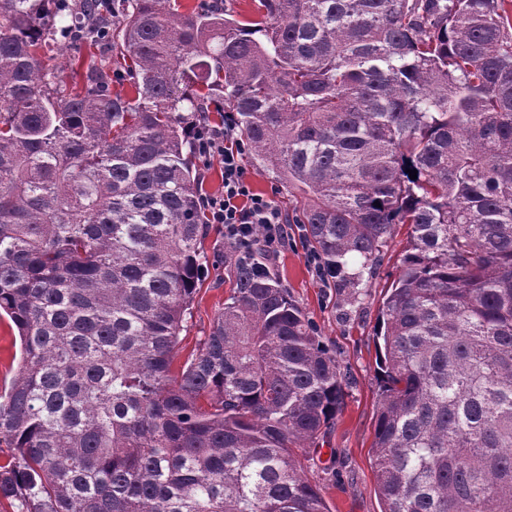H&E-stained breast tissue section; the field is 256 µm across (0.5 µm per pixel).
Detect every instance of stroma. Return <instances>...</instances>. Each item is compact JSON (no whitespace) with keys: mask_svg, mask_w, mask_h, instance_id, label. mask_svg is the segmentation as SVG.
Here are the masks:
<instances>
[{"mask_svg":"<svg viewBox=\"0 0 512 512\" xmlns=\"http://www.w3.org/2000/svg\"><path fill=\"white\" fill-rule=\"evenodd\" d=\"M255 193L270 196L282 212H291L294 199L287 186L243 155ZM287 245L271 259L293 299L315 323L336 356L345 384V404L326 437L305 451V474L321 488L330 512H381L371 445L380 387L374 328L394 272L409 248L405 229H398L385 249L372 279L358 289L328 288L306 261L310 247L296 227H289ZM209 260L199 289L174 350V366H181L230 295V266L224 261V227L212 225L204 241ZM20 339L8 318H0V392L18 374Z\"/></svg>","mask_w":512,"mask_h":512,"instance_id":"stroma-1","label":"stroma"}]
</instances>
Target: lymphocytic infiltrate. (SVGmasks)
Returning <instances> with one entry per match:
<instances>
[{"label": "lymphocytic infiltrate", "mask_w": 512, "mask_h": 512, "mask_svg": "<svg viewBox=\"0 0 512 512\" xmlns=\"http://www.w3.org/2000/svg\"><path fill=\"white\" fill-rule=\"evenodd\" d=\"M193 139L199 156H217L224 164L223 193L203 200L207 223L223 225L225 239L234 242L243 259L252 258L258 241L267 257L276 256L288 240V226L270 198L253 192L233 116L225 115L218 125L194 127Z\"/></svg>", "instance_id": "obj_1"}]
</instances>
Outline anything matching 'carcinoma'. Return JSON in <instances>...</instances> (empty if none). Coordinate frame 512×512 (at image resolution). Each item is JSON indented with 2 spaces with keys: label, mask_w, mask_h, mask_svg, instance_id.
<instances>
[{
  "label": "carcinoma",
  "mask_w": 512,
  "mask_h": 512,
  "mask_svg": "<svg viewBox=\"0 0 512 512\" xmlns=\"http://www.w3.org/2000/svg\"><path fill=\"white\" fill-rule=\"evenodd\" d=\"M109 2L0 0V317L21 342L0 501L329 512L295 449L344 385L276 273L234 260L171 370L209 228L191 129L230 112L343 287L408 226L376 333L381 512H512V0H254L248 21ZM58 38L99 50L72 86Z\"/></svg>",
  "instance_id": "carcinoma-1"
}]
</instances>
